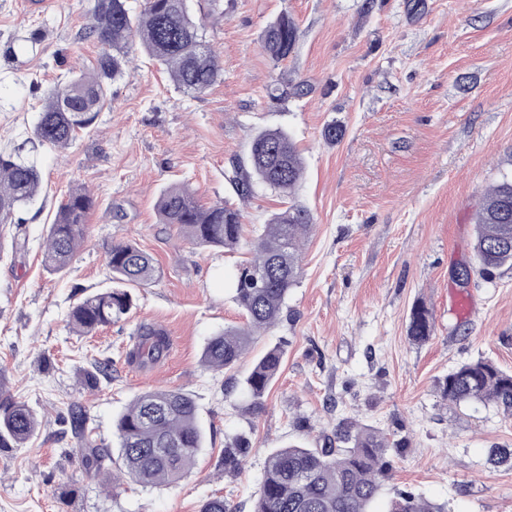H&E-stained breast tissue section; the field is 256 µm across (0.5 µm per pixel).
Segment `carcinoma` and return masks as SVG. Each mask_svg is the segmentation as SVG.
I'll use <instances>...</instances> for the list:
<instances>
[{"mask_svg": "<svg viewBox=\"0 0 512 512\" xmlns=\"http://www.w3.org/2000/svg\"><path fill=\"white\" fill-rule=\"evenodd\" d=\"M90 24L86 36L98 46L95 65L71 70L69 77L46 86L29 141L54 150H66L79 130H87L109 102L113 83L127 73L123 51L131 37L140 39L148 58L165 70L175 88L192 96L206 93L220 78L221 67L204 24L196 19L191 0H143L134 13L129 0H89ZM297 42L293 18L280 13L263 30L264 53L275 63L292 55ZM305 162L292 136L283 128L256 131L250 142L248 164L234 165L230 181L242 198L259 181L289 197L288 205L272 213L252 245V258L235 275V301L247 317L244 326H229L212 336L202 351V362L213 371L234 369L249 350L254 336L276 326L287 309L288 294L302 277L301 246L312 232L314 216L292 199L303 179ZM42 188L37 161L12 150L0 151V224L25 223L21 210L34 204ZM95 207L94 196L72 188L47 225L43 263L51 272L68 268L88 238L86 218ZM157 210L164 224L175 226L201 247L234 249L240 243L241 211L228 202L198 203L184 185L161 193ZM473 252L480 272L493 275L512 269V176H505L482 196L475 215ZM112 286L73 305L70 326L89 336L121 320L130 310V286H144L155 276L153 257L132 243H115L106 250ZM408 335L415 343L432 336L429 312L423 306L410 314ZM169 340L160 328L141 325L127 352L128 363L152 366L166 356ZM284 351L268 348L256 357L243 385L247 410L258 413L270 385L279 375ZM112 364L98 362L79 371L80 384L90 390L111 376ZM442 398L452 405L470 401L493 403L512 415V374L492 362L478 359L459 366L440 383ZM66 423L76 439L75 452L83 479L105 486L126 477L144 487L170 485L183 479L203 448L198 407L180 390L159 388L134 396L114 423L119 438L120 474L112 472V451L89 438L85 407L69 404ZM41 428L38 413L25 401L0 390V448H19ZM405 442L391 441L374 427L345 421L323 444L309 448L287 444L271 452L254 503V512H369L392 470L390 449ZM253 448L245 435L224 446V471L235 472ZM408 491L391 502V512H446Z\"/></svg>", "mask_w": 512, "mask_h": 512, "instance_id": "cac0c4a2", "label": "carcinoma"}]
</instances>
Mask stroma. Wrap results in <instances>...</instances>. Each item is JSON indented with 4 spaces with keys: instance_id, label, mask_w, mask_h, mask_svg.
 <instances>
[{
    "instance_id": "obj_1",
    "label": "stroma",
    "mask_w": 512,
    "mask_h": 512,
    "mask_svg": "<svg viewBox=\"0 0 512 512\" xmlns=\"http://www.w3.org/2000/svg\"><path fill=\"white\" fill-rule=\"evenodd\" d=\"M408 2L203 0L221 81L183 94L130 45L127 74L91 131L68 150L36 152L40 197L21 228L0 232V388L34 407L42 427L23 447L0 448V512H199L216 497L253 512L267 454L290 442L321 446L344 419L409 443L372 512H388L399 490L451 512H512V466L489 459L490 449L512 448V416L448 404L439 391L449 372L479 358L512 373V270L488 279L473 267L478 201L512 174V0H422L416 13ZM87 9V0H0L1 149L30 136L46 85L93 61ZM284 11L298 41L276 64L260 37ZM277 80L302 90L271 100ZM330 123L345 131L333 143L322 136ZM277 127L306 160L295 198L315 226L287 316L251 349L284 351L263 411L251 416L239 384L249 362L218 374L200 360L212 336L245 321L232 277L248 249L196 248L160 223L156 201L184 184L201 203L240 205L244 237L254 238L280 196L258 184L239 200L228 177L251 135ZM76 185L97 202L89 237L53 273L41 262L45 226ZM119 242L151 254L156 279L131 288L125 318L75 335L69 311L110 287L105 250ZM417 304L433 323L422 345L407 336ZM147 323L162 325L170 346L142 369L126 354ZM105 361L111 378L80 390L77 369ZM157 387L184 390L198 406L205 446L188 475L110 491L84 481L61 420L69 403L85 405L93 439L113 449L116 419ZM240 432L254 448L231 476L221 458ZM62 484L77 495L60 499Z\"/></svg>"
}]
</instances>
